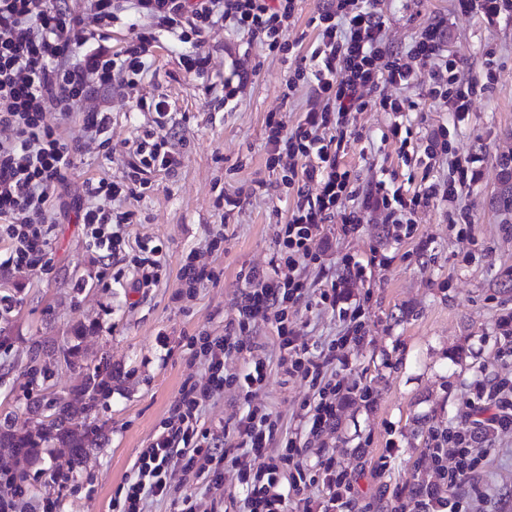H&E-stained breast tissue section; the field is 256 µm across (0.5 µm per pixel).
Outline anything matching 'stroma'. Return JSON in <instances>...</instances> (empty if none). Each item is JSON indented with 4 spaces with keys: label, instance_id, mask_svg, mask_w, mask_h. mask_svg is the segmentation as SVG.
<instances>
[{
    "label": "stroma",
    "instance_id": "1",
    "mask_svg": "<svg viewBox=\"0 0 512 512\" xmlns=\"http://www.w3.org/2000/svg\"><path fill=\"white\" fill-rule=\"evenodd\" d=\"M322 4L300 0L285 34L290 52L269 51L219 27L205 44L211 57L205 78H190L177 49L163 41L154 52L153 74L136 86L91 90V103L112 114V153L83 145L77 170L54 197L48 272H0V292L16 299L13 315L0 320V418L9 417L18 430L34 428L26 403L36 389L27 368L42 347L74 345L88 361L108 357L114 382L111 394L89 409L74 398L82 383L78 369L51 364V390L73 399V412L90 432L91 451L85 469L62 491L49 478L58 447L47 445L21 512H42L47 499L58 501L59 512H112L113 498L134 476L139 453L162 431L184 379L204 374L191 360L186 337L204 330L224 335L243 299L242 271L267 267L288 217L287 199L313 191L308 182L284 186L288 169L270 164L266 138L269 115L292 129L307 108V89L290 99L283 93L316 41L309 20ZM375 6L393 48L406 49L425 26L439 24L469 77L484 80L492 66L496 80L462 120L418 88L386 87L388 96L416 102L406 120L419 145L446 134L447 153L431 161L415 155L402 162L396 141L387 137L391 113L368 109L350 118L344 162L364 189L388 176L410 196L446 181L456 160L474 159L454 201L420 207L409 237L364 207L362 196L345 200L346 209L360 211L361 223L348 232L340 223L325 224L332 248L322 264L303 271L313 292L343 279L347 297L360 305L367 342L351 350L343 376L346 385L368 387L371 399L345 401L331 429L309 435L298 429L297 414L312 392L282 371L271 324L257 323L245 334L270 355L258 402L292 432L307 460L329 453L347 469L350 512H394L408 501L416 482L432 478L431 430L466 428L480 385L512 378V363L499 357L505 345L500 316L512 311V212L496 202L498 160L512 151V17L490 24L478 12H461L455 0H376ZM233 64L249 79L234 108L214 110L224 94V72ZM158 95L172 106L181 162L175 170L152 172L142 195L114 201L115 211L132 218L125 226L124 260L104 268L85 244L73 202L87 178L125 180L126 154L153 120L131 110L138 98ZM228 197L239 202L229 213ZM219 228L223 248L207 252L208 236ZM143 243L161 245L165 256V274L153 288L132 285L136 272L129 259ZM193 249L222 275L183 296L180 267ZM350 257L373 263L357 277L346 265ZM483 440L487 453L479 476L464 490L466 510L512 512V429L488 431ZM173 479L195 497L197 512H246L242 498L216 500L205 481L183 477L181 470Z\"/></svg>",
    "mask_w": 512,
    "mask_h": 512
}]
</instances>
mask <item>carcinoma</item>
Listing matches in <instances>:
<instances>
[{
    "mask_svg": "<svg viewBox=\"0 0 512 512\" xmlns=\"http://www.w3.org/2000/svg\"><path fill=\"white\" fill-rule=\"evenodd\" d=\"M501 188L497 202L502 207L512 208V167L500 164ZM48 361L62 360L79 368L84 374V382L77 389V395L93 402L97 396L112 391V370L105 359L97 362H79V352L75 347H59L46 353ZM42 411L36 432L18 431L9 421L0 423V448L15 458L14 468L4 472L9 483L23 491L30 477V467L37 460L42 444L56 440L68 449L57 467L60 471L74 475L82 471L87 462L86 441L88 429L73 421L69 413V402L61 397L48 398L38 395L27 406V411Z\"/></svg>",
    "mask_w": 512,
    "mask_h": 512,
    "instance_id": "carcinoma-1",
    "label": "carcinoma"
}]
</instances>
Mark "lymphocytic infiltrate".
Instances as JSON below:
<instances>
[{
  "label": "lymphocytic infiltrate",
  "instance_id": "lymphocytic-infiltrate-1",
  "mask_svg": "<svg viewBox=\"0 0 512 512\" xmlns=\"http://www.w3.org/2000/svg\"><path fill=\"white\" fill-rule=\"evenodd\" d=\"M297 13L298 0H82L77 12L70 0H0V241L7 245L0 254V270L48 269L54 223L49 203L75 168L79 150L63 136L61 123L82 113L84 140L112 146V115L87 105L90 86L134 85L152 67L154 48L165 38L184 46L181 63L186 73L204 77L210 65L206 34L218 25L244 33L269 51H286L283 34ZM121 15L135 32L124 54L90 43L82 19L105 27ZM310 23L317 32L316 44L307 64L289 77L287 88L293 93L308 87L311 102L294 131L268 119L267 144L270 163H279L284 155L300 159L301 167H289V178L315 183L317 191L298 194L289 207L268 268L245 273L247 292L237 326L243 331L259 321H274L284 372L318 389L301 406L304 425L317 436L334 424L339 398L349 391L341 378H326L325 370L347 364L349 350L365 343L361 310L343 304L337 282L320 291L317 305L354 320L347 334L325 347L305 340L289 312L309 297L300 267L321 261L324 251L317 236L322 224L336 217L345 224L361 221L359 212L340 209L343 200L357 194L356 179L341 162L350 115L370 107L395 115L412 111L414 101L390 98L380 89L418 85L426 97L443 101L461 119L472 110L478 84L467 77L463 60L448 52L441 25L427 26L408 50L396 52L387 44L384 17L370 0H328ZM134 109L153 113L155 126L135 146L130 184L87 180L75 203L88 248L102 261L123 252V224L129 218L125 212L113 214L105 201L136 196L138 187L147 184L146 173L171 171L179 164V154L164 132L171 104L163 98H140ZM51 112L57 116L53 124L46 119ZM456 171L457 179L430 183L410 197L378 181L366 202L381 210L384 223L412 224L417 207L436 198L454 199L456 182L467 178L469 168L461 164ZM186 347L206 358L207 377L183 381L163 433L140 452L135 475L123 497L113 501L112 512H145L150 498L172 501L178 512H194L191 497L178 495L172 482L171 466L178 454L184 469L208 473L218 490L224 487V468L234 469L249 512H284L288 493L281 475L289 467L306 471L310 483H322L328 506L350 495V477L334 457L304 466L302 451L291 440L281 452L268 454L278 424L254 402L266 381L263 357L252 356L245 369L228 373L225 357L245 349L238 337L200 333L189 337ZM228 390L249 401L246 414L232 426L241 447L237 453L225 448L223 437L197 428L203 407ZM470 409L472 430L434 431L436 447L447 449L450 461L437 463L436 483L419 488L399 512H464L455 492L474 479L486 453L477 439L479 431L512 428V380L481 388ZM257 458L262 461L258 467L253 464Z\"/></svg>",
  "mask_w": 512,
  "mask_h": 512
}]
</instances>
